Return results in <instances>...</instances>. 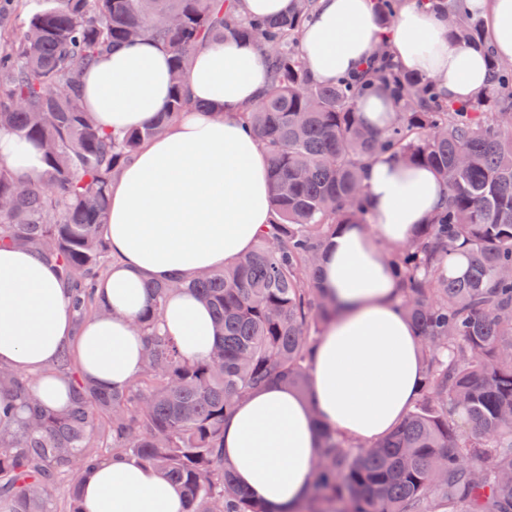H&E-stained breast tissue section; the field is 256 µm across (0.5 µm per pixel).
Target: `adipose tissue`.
<instances>
[{"label": "adipose tissue", "mask_w": 512, "mask_h": 512, "mask_svg": "<svg viewBox=\"0 0 512 512\" xmlns=\"http://www.w3.org/2000/svg\"><path fill=\"white\" fill-rule=\"evenodd\" d=\"M468 7L483 20L496 57L512 64V0H468ZM380 42L403 69L434 81L449 98L470 99L488 83L484 52L453 39L421 0H404L388 28L373 0H319L301 34L310 76L323 84L357 74ZM267 58L250 41L203 44L186 80L190 107L112 181L106 237L114 262L97 287L110 316L75 323L54 263L31 248H0V365L31 374L46 406L70 405L67 384L49 373L64 350L90 386L124 388L142 368L144 338L133 322L151 286L234 263L270 224V158L241 118L271 83ZM82 85L83 104L101 126L145 127L166 109L169 56L147 38L118 45L85 71ZM0 162L24 183L45 169L41 151L5 128ZM365 184L369 223L342 226L321 250L318 279L339 312L314 351L308 391L270 384L224 421L226 465L274 510L307 493L321 428L376 443L403 421L421 382L422 343L386 254L413 238L447 189L432 169L407 166L392 152L369 161ZM161 330L189 359L208 355L218 341L209 305L187 290L168 299ZM81 507L187 510L177 487L132 459L91 471Z\"/></svg>", "instance_id": "obj_1"}]
</instances>
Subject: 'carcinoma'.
<instances>
[{
	"instance_id": "obj_1",
	"label": "carcinoma",
	"mask_w": 512,
	"mask_h": 512,
	"mask_svg": "<svg viewBox=\"0 0 512 512\" xmlns=\"http://www.w3.org/2000/svg\"><path fill=\"white\" fill-rule=\"evenodd\" d=\"M454 19L452 37L485 46L465 0H423ZM317 0L287 16L237 19L226 0H53L19 28L0 25V128L41 148L42 179L17 183L0 163V248L28 245L53 261L76 323L102 312L99 280L113 258L104 235L109 187L141 146L177 120L198 48L228 36L270 51L271 83L244 115L271 159L273 223L232 267L155 286L137 326L140 373L121 390L88 385L68 352L51 371L70 408L32 393V377L0 367V512H82L85 475L110 458L156 468L187 512H273L224 465V418L251 391L283 383L306 391L318 337L336 307L317 282V258L341 224L369 223L361 172L380 151L427 166L448 196L408 244L389 252L402 307L425 351L424 378L403 422L364 446L321 433L320 467L306 499L278 512H512V68L487 52L491 78L469 101L389 58L333 84L314 82L299 45ZM401 0H375L388 26ZM149 37L171 60V92L157 124L114 133L82 105L83 72L116 44ZM389 91L395 119L374 131L358 99ZM467 259L450 277L445 262ZM210 305L219 336L205 358L182 356L158 330L170 294Z\"/></svg>"
}]
</instances>
